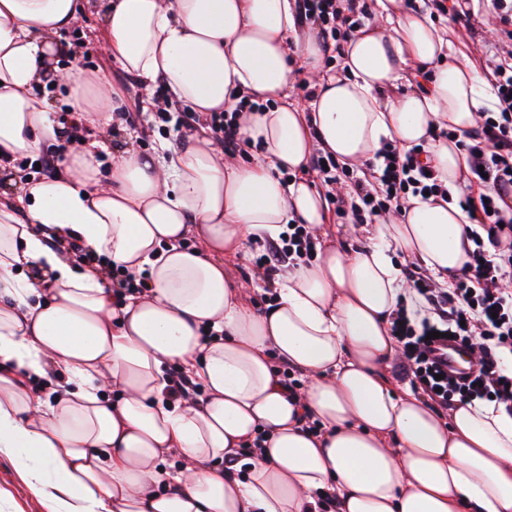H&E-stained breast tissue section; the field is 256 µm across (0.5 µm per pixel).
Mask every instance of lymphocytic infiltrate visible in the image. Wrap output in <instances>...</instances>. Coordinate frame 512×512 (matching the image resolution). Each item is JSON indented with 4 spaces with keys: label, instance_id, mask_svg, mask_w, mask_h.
<instances>
[{
    "label": "lymphocytic infiltrate",
    "instance_id": "1",
    "mask_svg": "<svg viewBox=\"0 0 512 512\" xmlns=\"http://www.w3.org/2000/svg\"><path fill=\"white\" fill-rule=\"evenodd\" d=\"M300 25L318 32L324 56H343L353 33L370 19L367 0H296ZM498 98V109L481 113L476 127L459 133L435 128L434 136L457 141L466 169L459 206L472 221L468 236L474 244L465 273L454 275L449 287H438L430 277L409 270L407 278L419 296L417 311L398 308L392 332L402 345V367L416 389L433 406L447 408L454 400H487L512 413V372L501 357L512 351V62L495 57L482 69ZM242 112H212L207 117L183 110L180 125L189 132L210 130L225 152L239 151ZM419 147L398 148L389 143L376 158L369 175L356 178L345 193L337 195L336 211L355 223L401 212L405 202L424 194L447 200L448 190L421 159ZM316 243L306 225L292 224L287 235L266 241L257 257L268 278L284 267L309 259ZM437 332L460 340L465 347H479L481 356L464 380L441 374L432 359Z\"/></svg>",
    "mask_w": 512,
    "mask_h": 512
}]
</instances>
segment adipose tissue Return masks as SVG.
<instances>
[{
  "mask_svg": "<svg viewBox=\"0 0 512 512\" xmlns=\"http://www.w3.org/2000/svg\"><path fill=\"white\" fill-rule=\"evenodd\" d=\"M88 3L0 0V153L58 139L50 83L96 127L63 174L21 178L28 223L0 204V452L29 487L52 512H320L327 497L337 512H512V415L483 401L439 412L389 372L390 316L409 294L392 254L447 283L468 261L459 207L414 197L364 225V245L325 244L276 277L264 312L222 261L294 219L324 234L327 203L306 173L317 148L362 167L383 141L424 143L454 184L464 156L431 132L472 129L497 102L491 86L403 0H377L335 72L315 34H299L295 0H103L112 60L144 87L199 113L267 105L242 120L250 161L198 140L149 159L122 151L104 181L112 86L52 64ZM425 65V90L392 96ZM301 75L312 92L300 104ZM73 241L146 288L116 302L107 269L82 266ZM272 351L305 388L283 387ZM171 364L201 394L169 398Z\"/></svg>",
  "mask_w": 512,
  "mask_h": 512,
  "instance_id": "adipose-tissue-1",
  "label": "adipose tissue"
}]
</instances>
